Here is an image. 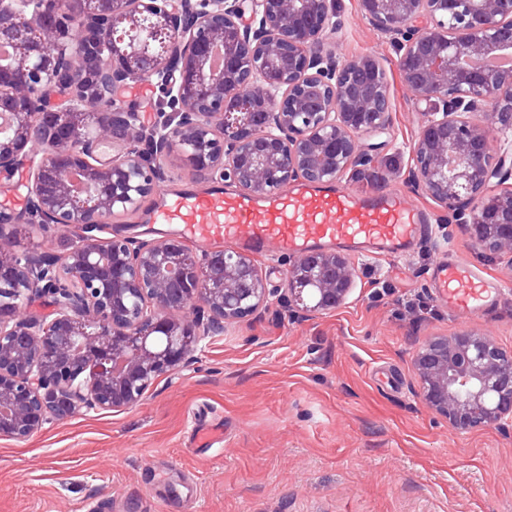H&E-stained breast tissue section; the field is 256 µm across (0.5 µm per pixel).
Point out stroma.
I'll list each match as a JSON object with an SVG mask.
<instances>
[{"mask_svg":"<svg viewBox=\"0 0 512 512\" xmlns=\"http://www.w3.org/2000/svg\"><path fill=\"white\" fill-rule=\"evenodd\" d=\"M334 2L339 59L381 57L395 113L375 166L339 183L402 193L432 217V236L395 266L353 256L359 279L333 313L301 321L273 305L206 338L197 363L161 378L135 408L0 438V512H512V429L459 433L437 421L410 364L428 337L465 329L512 350V267L407 185V146L427 105L407 95L394 46L357 0ZM162 172L172 193L223 186L176 159ZM441 255L503 284L499 305L449 310L431 285Z\"/></svg>","mask_w":512,"mask_h":512,"instance_id":"obj_1","label":"stroma"}]
</instances>
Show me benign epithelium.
<instances>
[{
	"mask_svg": "<svg viewBox=\"0 0 512 512\" xmlns=\"http://www.w3.org/2000/svg\"><path fill=\"white\" fill-rule=\"evenodd\" d=\"M0 11V177L28 174L29 207L0 211V437L27 439L59 415L140 405L163 376L194 363L214 324L249 321L279 298L293 318L347 303L358 270L336 252L290 261L271 288L244 253L201 255L171 237L94 234L134 210L176 158L205 180L253 195L334 181L375 163L365 139L394 113L372 52L336 63L332 0H17ZM397 46L411 94L431 103L409 146L413 188L460 223L475 248L512 258V68L467 61L512 51V0H358ZM107 32L89 60L77 31ZM157 87L170 111L150 153L130 107L97 105L129 83ZM112 147V158H98ZM75 229L62 254L29 251L14 229ZM54 312L21 314L34 295ZM425 407L470 433L512 425V351L478 331L430 337L411 358Z\"/></svg>",
	"mask_w": 512,
	"mask_h": 512,
	"instance_id": "7a95c632",
	"label": "benign epithelium"
}]
</instances>
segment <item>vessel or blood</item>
Here are the masks:
<instances>
[{"instance_id": "b4317fda", "label": "vessel or blood", "mask_w": 512, "mask_h": 512, "mask_svg": "<svg viewBox=\"0 0 512 512\" xmlns=\"http://www.w3.org/2000/svg\"><path fill=\"white\" fill-rule=\"evenodd\" d=\"M187 241L261 252L305 255L321 246H347L387 261L408 253L430 230L422 213L396 193L366 197L345 188L300 186L258 199L232 192L170 196L156 212ZM432 284L449 309L493 308L501 286L452 258L438 260Z\"/></svg>"}]
</instances>
